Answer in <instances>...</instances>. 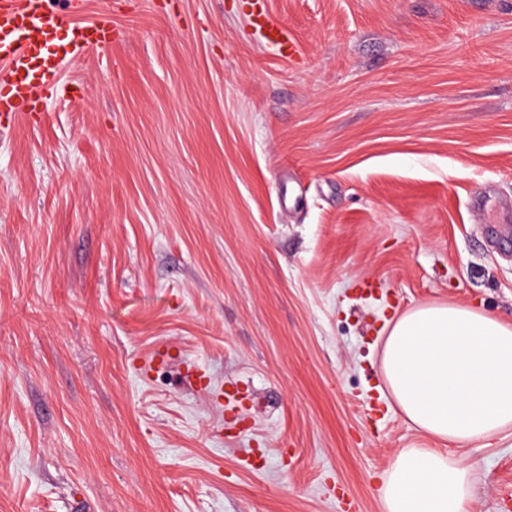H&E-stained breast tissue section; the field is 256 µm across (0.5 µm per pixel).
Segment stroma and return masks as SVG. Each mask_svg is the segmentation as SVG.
Wrapping results in <instances>:
<instances>
[{
	"label": "stroma",
	"mask_w": 512,
	"mask_h": 512,
	"mask_svg": "<svg viewBox=\"0 0 512 512\" xmlns=\"http://www.w3.org/2000/svg\"><path fill=\"white\" fill-rule=\"evenodd\" d=\"M270 8L290 59L249 0H85L110 58L0 118V512H336L326 478L383 512L434 445L388 319L512 322V0ZM455 453L512 512V430ZM257 17V25L264 31L263 36L265 40L272 45L281 56L290 58L296 51V45L292 41L288 30L268 13L264 7V3Z\"/></svg>",
	"instance_id": "1"
}]
</instances>
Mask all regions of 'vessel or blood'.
<instances>
[{"label":"vessel or blood","mask_w":512,"mask_h":512,"mask_svg":"<svg viewBox=\"0 0 512 512\" xmlns=\"http://www.w3.org/2000/svg\"><path fill=\"white\" fill-rule=\"evenodd\" d=\"M72 13L50 10L47 0H0V109L27 117L40 91L58 78L62 65L87 51L111 49L115 30L100 17L81 20L84 0H70ZM265 40L283 57L296 46L267 10L257 14Z\"/></svg>","instance_id":"vessel-or-blood-1"}]
</instances>
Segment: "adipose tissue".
I'll use <instances>...</instances> for the list:
<instances>
[{"label":"adipose tissue","instance_id":"1","mask_svg":"<svg viewBox=\"0 0 512 512\" xmlns=\"http://www.w3.org/2000/svg\"><path fill=\"white\" fill-rule=\"evenodd\" d=\"M387 325L382 369L396 406L449 448L397 452L378 489L384 512H466L472 473L451 449L512 429V324L423 304Z\"/></svg>","mask_w":512,"mask_h":512}]
</instances>
